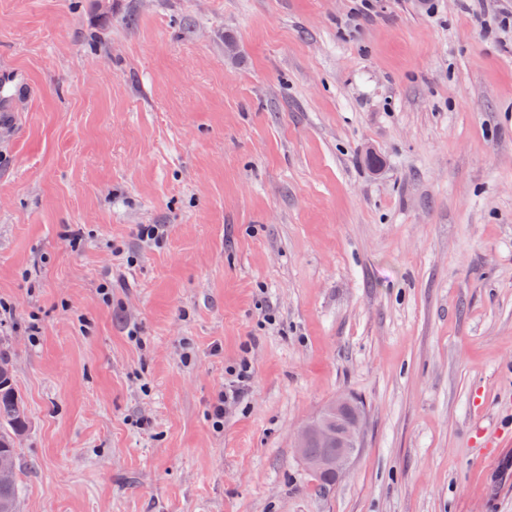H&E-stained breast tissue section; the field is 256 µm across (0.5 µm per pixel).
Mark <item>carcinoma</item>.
I'll list each match as a JSON object with an SVG mask.
<instances>
[{
    "label": "carcinoma",
    "instance_id": "obj_1",
    "mask_svg": "<svg viewBox=\"0 0 512 512\" xmlns=\"http://www.w3.org/2000/svg\"><path fill=\"white\" fill-rule=\"evenodd\" d=\"M29 421L24 409V401L14 385L8 368L7 357L0 353V457L12 461L13 469L5 477H0V512H16L19 493L18 448L16 437L25 433Z\"/></svg>",
    "mask_w": 512,
    "mask_h": 512
}]
</instances>
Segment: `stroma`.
<instances>
[{
  "instance_id": "35a3bbf8",
  "label": "stroma",
  "mask_w": 512,
  "mask_h": 512,
  "mask_svg": "<svg viewBox=\"0 0 512 512\" xmlns=\"http://www.w3.org/2000/svg\"><path fill=\"white\" fill-rule=\"evenodd\" d=\"M362 5L0 0L19 512H512V29ZM341 395L324 490L294 434ZM2 85L9 87V91L0 96V124H5L14 117V101L21 96V89L26 85V80L21 72L16 71L11 77L8 75L4 78ZM250 367L244 365L241 367L238 373H234V377L229 384L224 387V391H220L217 398L212 403V414L217 418H224L225 407L231 403H235L240 395L243 393V387L245 382L248 381L250 376L248 375ZM365 428V415L363 410L350 418L343 426L336 428V437L324 426L321 413L315 415L303 424L295 433L294 448L297 456L312 471L323 468H336V479L339 480L347 471L359 449L362 447ZM310 439L325 442L336 440V455L320 458H310L306 455V448Z\"/></svg>"
}]
</instances>
